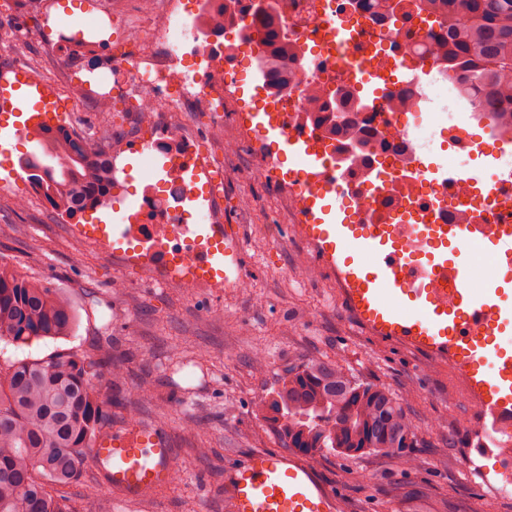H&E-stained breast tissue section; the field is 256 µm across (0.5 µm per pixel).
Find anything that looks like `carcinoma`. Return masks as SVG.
Listing matches in <instances>:
<instances>
[{
    "label": "carcinoma",
    "mask_w": 512,
    "mask_h": 512,
    "mask_svg": "<svg viewBox=\"0 0 512 512\" xmlns=\"http://www.w3.org/2000/svg\"><path fill=\"white\" fill-rule=\"evenodd\" d=\"M429 28L439 30L448 81L464 88L475 107L497 123L512 113V0H415ZM259 57L267 61L279 35L276 13L263 17ZM21 169L56 210L73 217L93 210L112 191V160L92 153L63 130L40 128ZM73 317L56 289L0 266V341L15 345L69 335ZM95 363L64 353L0 362V512H65L55 491L77 482L88 451L107 426L93 385ZM259 411L279 441L305 455L342 456L413 447L414 426L384 386L357 381L340 364L309 360L286 370Z\"/></svg>",
    "instance_id": "cac0c4a2"
}]
</instances>
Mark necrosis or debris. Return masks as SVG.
Masks as SVG:
<instances>
[{"instance_id":"1","label":"necrosis or debris","mask_w":512,"mask_h":512,"mask_svg":"<svg viewBox=\"0 0 512 512\" xmlns=\"http://www.w3.org/2000/svg\"><path fill=\"white\" fill-rule=\"evenodd\" d=\"M180 2L145 0L141 13L125 16L105 11L99 0H90L88 17L70 26V37L63 42L72 57L89 53L83 43L88 31L121 26L139 39L136 59L114 58L109 76L82 81L81 87L86 93L95 85H109L118 92L130 87L141 120L153 124L160 113H167L170 121L153 146L176 162L199 155L194 139L172 122L181 112L214 113L215 141L224 152L237 151V142L224 138V90L240 83L242 55L259 26L250 0H239L232 14L225 12L224 0H197L191 10L181 9ZM399 4L396 17L391 18L364 9L360 0H287L280 21L291 27V41L303 50V57L295 63L282 62L280 73L286 84L279 89L271 87L259 61L251 63V103L234 119L241 122L246 113H253L258 133L277 136L261 164L251 171V178L272 179L278 170L277 142L282 138L310 142L325 158L324 181L305 179L294 170L288 175V205L295 220L292 232H299L312 195L325 185L339 199L344 219L353 218L360 224L382 219L406 226L414 216L429 212L428 204L435 200L439 203L433 212L436 223L479 224L487 236L494 231L496 220L485 213L484 189L466 182L434 185L412 169L418 133L407 125V113L424 112L429 124L442 125L449 111L459 112L460 124L452 130V140L458 145L466 141L464 125L479 114L471 104L443 92V65L435 59L414 2L399 0ZM342 23L355 35L348 47L331 37L332 29ZM347 53L357 57L359 73L340 71L337 59ZM411 60L435 70L429 85L409 79L407 63ZM365 74L378 90L375 108L355 103L353 111L340 117L354 130V137L335 133L340 118L327 111V104L332 96L358 93ZM357 138L364 141L363 149H354ZM194 192L179 172H171L164 195H144L139 233L165 246L174 257V266L161 268L165 279L200 288L203 280L192 274L198 253L181 230L186 222L181 204Z\"/></svg>"}]
</instances>
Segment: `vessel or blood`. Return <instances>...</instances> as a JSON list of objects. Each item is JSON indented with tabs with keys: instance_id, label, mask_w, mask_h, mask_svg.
<instances>
[{
	"instance_id": "vessel-or-blood-1",
	"label": "vessel or blood",
	"mask_w": 512,
	"mask_h": 512,
	"mask_svg": "<svg viewBox=\"0 0 512 512\" xmlns=\"http://www.w3.org/2000/svg\"><path fill=\"white\" fill-rule=\"evenodd\" d=\"M47 92L30 83L25 72L0 82V98L14 99L15 110L26 117V128L47 123ZM303 173L323 179V162L301 142L283 143ZM463 152L453 165H420L421 177L435 183L466 181L480 185L484 177ZM493 210L504 217L488 248L512 268V195L489 196ZM307 225L316 255L335 271L342 298L354 318L374 336L429 356L449 357L464 369L468 391L479 396L482 415L492 425L512 424V295L488 280L481 289L470 285L466 259L468 242L482 235L478 224H417L413 230L427 247L410 254L400 248L398 228L392 224H331L326 206H318ZM184 231L200 256L195 275L210 279L241 267L238 242L225 243L208 233L211 210L201 195L189 197ZM137 205L115 202L104 215L117 242L128 240L137 227ZM483 236V235H482ZM456 284V303H441L437 280ZM93 468L107 486L134 502L163 486L172 467L170 448L151 431L136 437L118 436L90 450ZM232 512H338L335 494L316 477L311 463L280 451L261 450L243 457L226 486Z\"/></svg>"
}]
</instances>
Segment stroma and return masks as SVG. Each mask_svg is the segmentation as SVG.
<instances>
[{
    "instance_id": "35a3bbf8",
    "label": "stroma",
    "mask_w": 512,
    "mask_h": 512,
    "mask_svg": "<svg viewBox=\"0 0 512 512\" xmlns=\"http://www.w3.org/2000/svg\"><path fill=\"white\" fill-rule=\"evenodd\" d=\"M86 5L47 0L34 14L21 0H0V41L13 47L0 56V80L18 66L34 65L51 73L49 91L79 92L73 71L43 50L36 31L44 23L56 30L69 25ZM114 110L106 146L119 173L111 197L138 202L146 186L165 188L163 176L152 174L148 159L129 145L151 139L153 130L135 121L130 100L115 98ZM36 150L20 136L0 156V263L60 291L77 325L56 340L1 341L0 357L77 353L94 359L100 347H109L96 381L112 420L104 439L156 432L178 474L150 501L126 504L85 466L79 481L61 491L71 512H230L226 472L240 456L281 446L256 410L258 397H269L288 367L311 359L339 363L358 381L385 386L415 428L411 468L378 451L312 456L340 512H512V496L498 494L479 475L494 470L499 446L489 440L491 424L468 403L460 374L447 359L370 334L348 312L335 275L318 265L314 251L293 234L275 231V224L293 221L287 195L246 176L264 144L221 159L219 217L239 228L252 288L220 292L180 283L158 287L153 268L127 266L111 250L74 235L73 224H94L97 215L58 214L35 194L19 159ZM308 266L315 269L312 280L298 285L293 272ZM146 386L151 396H144Z\"/></svg>"
}]
</instances>
